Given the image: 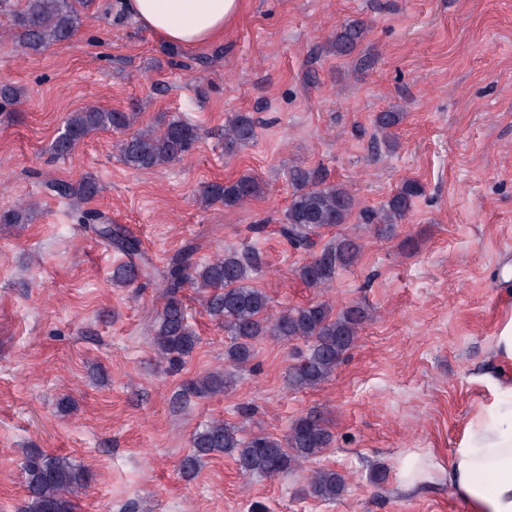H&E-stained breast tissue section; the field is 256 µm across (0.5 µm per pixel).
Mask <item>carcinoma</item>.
Masks as SVG:
<instances>
[{"label":"carcinoma","mask_w":512,"mask_h":512,"mask_svg":"<svg viewBox=\"0 0 512 512\" xmlns=\"http://www.w3.org/2000/svg\"><path fill=\"white\" fill-rule=\"evenodd\" d=\"M88 0H24V7L13 12V32L17 47L23 52H38L50 44L69 40L79 25L78 6ZM365 27L350 23L336 35V53H350L363 39ZM137 114L88 106L69 113L63 121V131L52 144L56 157L72 156L79 144L99 131L130 129ZM401 112H381L376 127L386 135L402 120ZM255 137V121L248 113L231 116L224 125V149L235 152ZM198 138L191 123L172 118L158 131L139 129L119 140L116 149L120 160L134 169H153L177 161ZM295 193L280 223L250 224L247 231L260 237L268 232L282 237L292 249L309 253L314 249V236L324 227L344 224L356 208V201L340 184L326 183L319 170L296 168L292 172ZM51 190L60 198L79 197L91 200L100 191L98 182L86 177L73 183L58 180ZM263 194L257 178L242 175L224 183L214 182L204 189L206 204L222 202L231 208ZM420 194L415 181L405 182L380 209L365 215L369 224H397L410 212L414 198ZM86 220L95 222L93 230L106 239L131 261L117 266L112 279L130 285L139 278H157L164 303L155 313V346L171 363L193 352L198 343L186 315L183 291L191 286L205 294L203 309L211 319L224 327L230 344L224 351L225 360L233 367L249 361L257 340L270 337L281 341L302 340L308 352L291 365L286 375L288 387L313 388L327 380L336 370L345 352L354 344L364 313L358 306L338 313L325 302L290 308L273 317L268 314V297L248 284L262 259L255 249L224 251V256L204 265L192 261V251L176 256L169 266L156 274L140 267L132 258L140 254V241L110 224L97 223L100 214L85 213ZM362 244L354 238L342 237L322 248L319 254L297 270L298 276L313 288H324L335 278L340 268L350 267L359 260ZM230 382L229 374H212L188 382L177 400L190 396L216 393ZM327 422L310 413L294 420L288 432L276 437L258 432L242 435V428L224 421H212L192 438V450L181 462L183 475L191 477L202 462L216 454L233 457L238 469L248 475L279 477L288 474L301 463L316 456L331 441ZM26 496L20 512H75L73 497L87 492L91 478L87 471L69 457L48 455L34 450L22 465ZM345 475L331 469L315 472L306 494L324 501L341 497L346 491Z\"/></svg>","instance_id":"obj_1"}]
</instances>
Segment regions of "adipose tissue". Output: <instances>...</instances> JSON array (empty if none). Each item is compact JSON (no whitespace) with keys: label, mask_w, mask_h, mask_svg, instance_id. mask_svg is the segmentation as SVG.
<instances>
[{"label":"adipose tissue","mask_w":512,"mask_h":512,"mask_svg":"<svg viewBox=\"0 0 512 512\" xmlns=\"http://www.w3.org/2000/svg\"><path fill=\"white\" fill-rule=\"evenodd\" d=\"M146 30L186 49L217 42L243 0H123ZM493 395L467 421L448 465V484L466 512H512V380L489 381Z\"/></svg>","instance_id":"ef3b65f1"}]
</instances>
